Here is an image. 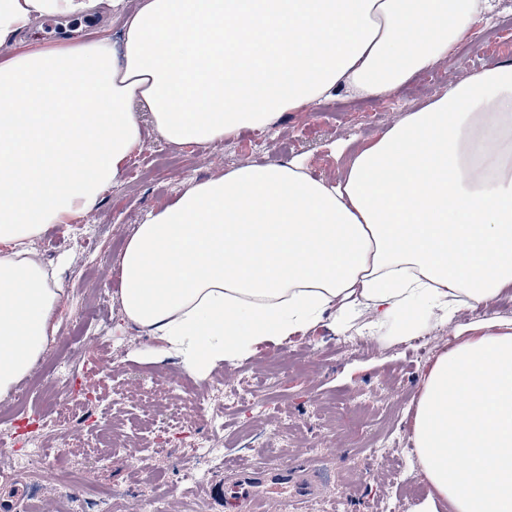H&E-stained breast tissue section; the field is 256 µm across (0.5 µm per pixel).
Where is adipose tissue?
<instances>
[{
  "mask_svg": "<svg viewBox=\"0 0 512 512\" xmlns=\"http://www.w3.org/2000/svg\"><path fill=\"white\" fill-rule=\"evenodd\" d=\"M125 0H0V395L54 339L62 290L33 248L90 211L144 125L206 147L346 91L396 93L446 60L491 0H138L120 43L20 39L38 19ZM126 320L194 377L258 345L456 312L512 286V61L353 152L339 177L291 161L190 180L128 241ZM413 440L431 501L512 512V321L432 363Z\"/></svg>",
  "mask_w": 512,
  "mask_h": 512,
  "instance_id": "1",
  "label": "adipose tissue"
}]
</instances>
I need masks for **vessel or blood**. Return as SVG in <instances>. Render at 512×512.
I'll return each instance as SVG.
<instances>
[{
  "label": "vessel or blood",
  "mask_w": 512,
  "mask_h": 512,
  "mask_svg": "<svg viewBox=\"0 0 512 512\" xmlns=\"http://www.w3.org/2000/svg\"><path fill=\"white\" fill-rule=\"evenodd\" d=\"M228 492L239 512H270L273 495L287 493L300 500L319 494L320 483L308 467L251 469L237 472Z\"/></svg>",
  "instance_id": "obj_1"
}]
</instances>
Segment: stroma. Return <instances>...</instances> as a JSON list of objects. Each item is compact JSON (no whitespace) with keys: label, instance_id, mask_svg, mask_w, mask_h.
Returning <instances> with one entry per match:
<instances>
[{"label":"stroma","instance_id":"obj_1","mask_svg":"<svg viewBox=\"0 0 512 512\" xmlns=\"http://www.w3.org/2000/svg\"><path fill=\"white\" fill-rule=\"evenodd\" d=\"M492 40L459 43L436 67L442 79L431 95L418 94L413 77L390 98H336L300 112L283 113L277 136L243 130L202 148L174 146L145 134L122 178L103 191L97 205L68 224L47 227L33 247L54 270L63 290L56 313L58 331L46 354L25 378L23 403L0 397V453L27 445L61 448L74 455L66 474L32 478L18 472L30 493L18 499L0 485V501L15 512H226L205 486L184 480L193 465L191 436L211 435L224 461L210 464L209 481H229L236 466L256 468L284 458L288 466L315 464L321 492L288 512H449L431 507L429 488L412 438L416 399L438 353L460 335L489 319L512 320V296L477 311L449 317L424 312L415 342L397 341L391 326L365 336L357 326L332 333L317 327L309 335L260 347L235 366L203 378L190 376L161 343L124 319L110 273L147 213L174 201L189 180L205 179L251 163L303 162L316 178L340 165L335 147L354 150L376 139L408 112L441 96L456 83L497 63L512 60V0H493L487 25ZM167 153L173 160L159 165ZM71 368L68 384L57 382L52 361ZM258 386L261 408L243 403L212 427L211 413L225 393ZM89 393L92 402L74 409L52 434L41 423L58 411L70 392ZM387 450L378 454L376 442ZM109 501H97L100 492Z\"/></svg>","mask_w":512,"mask_h":512}]
</instances>
